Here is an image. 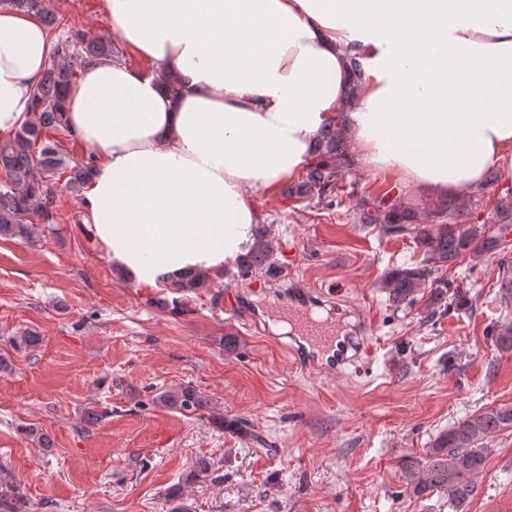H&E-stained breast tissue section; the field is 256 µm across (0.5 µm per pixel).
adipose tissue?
Instances as JSON below:
<instances>
[{
	"label": "adipose tissue",
	"mask_w": 512,
	"mask_h": 512,
	"mask_svg": "<svg viewBox=\"0 0 512 512\" xmlns=\"http://www.w3.org/2000/svg\"><path fill=\"white\" fill-rule=\"evenodd\" d=\"M120 41L177 70L87 63L66 96L92 155L83 227L142 286L243 257L256 188L292 178L349 83L350 152L428 195L512 180V0H102ZM52 52L34 13L0 6V138L32 117Z\"/></svg>",
	"instance_id": "ef3b65f1"
}]
</instances>
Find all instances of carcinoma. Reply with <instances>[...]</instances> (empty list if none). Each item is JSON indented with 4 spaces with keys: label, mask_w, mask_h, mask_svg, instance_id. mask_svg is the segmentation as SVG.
<instances>
[{
    "label": "carcinoma",
    "mask_w": 512,
    "mask_h": 512,
    "mask_svg": "<svg viewBox=\"0 0 512 512\" xmlns=\"http://www.w3.org/2000/svg\"><path fill=\"white\" fill-rule=\"evenodd\" d=\"M20 10L39 15L53 41L48 65L33 92L34 119L15 135L0 141V238H26L32 219L48 230L56 224L52 178L65 176V186L80 196L90 173L91 162H73L57 144L44 136L48 129L67 130L64 121L65 94L76 84L78 67L100 58L119 55L110 35L91 36L70 21L50 12L44 0H6ZM350 81L333 115L323 126L314 144L312 157L301 179L288 185L287 197L313 208L342 207L357 198L348 211L355 224L371 227L383 236H407L420 249L421 259L390 269L379 287L390 302L401 305L417 300L427 290L426 306L437 310L448 299V280L442 273L458 261L481 253H498L507 248L503 231L512 226V185L501 183L494 170L487 171L481 185L466 200L440 199L424 208L405 201L391 187L380 193L363 190L349 156L348 113L356 110L364 71L355 55L346 56ZM494 194L493 208L485 211L488 194ZM227 267L224 276L242 278L275 269L274 250L267 227L253 228L252 243L244 258ZM211 277L198 272L188 278L168 280L166 285L180 293H194L209 286ZM155 402L166 408L195 413L209 408L204 394L190 386L170 388ZM512 428V404L477 411L440 432L432 441L418 470L405 472L406 485L414 496L445 490L448 500L461 507L475 491L476 479L484 470L488 449L482 441ZM217 481L215 465L199 457L167 493L166 512H191L183 501L182 485ZM0 512H32L24 485L0 466Z\"/></svg>",
    "instance_id": "cac0c4a2"
}]
</instances>
